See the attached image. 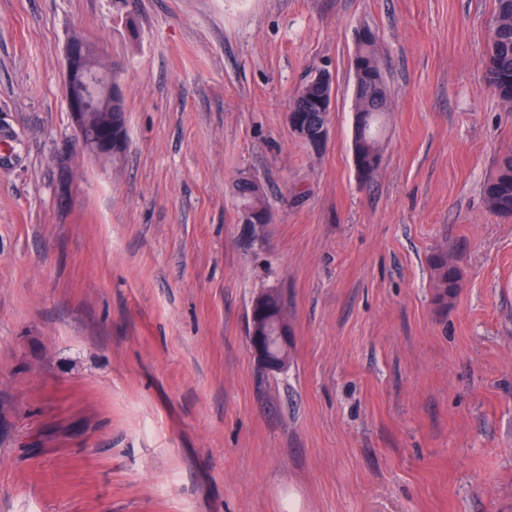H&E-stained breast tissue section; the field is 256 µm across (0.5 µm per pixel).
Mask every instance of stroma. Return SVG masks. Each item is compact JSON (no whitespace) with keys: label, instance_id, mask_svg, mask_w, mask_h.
<instances>
[{"label":"stroma","instance_id":"obj_1","mask_svg":"<svg viewBox=\"0 0 512 512\" xmlns=\"http://www.w3.org/2000/svg\"><path fill=\"white\" fill-rule=\"evenodd\" d=\"M494 0H0V512H512V106ZM391 100L353 162L356 35ZM126 147L82 149L73 35ZM329 138L288 109L317 68ZM270 224L236 218L232 183ZM461 281L436 301L433 255ZM279 291L288 365L246 336ZM485 73L504 104H512V0H494ZM489 208L500 215H512V153L501 157L496 175L484 187ZM249 181H238L234 185V196L236 199V208L239 207L249 208L262 213L260 217H256L251 210L238 209L237 220L240 224L247 226H256L263 224H270L269 205L266 200V192L263 188L262 192H257L256 187H252L251 178Z\"/></svg>","mask_w":512,"mask_h":512}]
</instances>
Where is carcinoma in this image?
I'll use <instances>...</instances> for the list:
<instances>
[{
    "mask_svg": "<svg viewBox=\"0 0 512 512\" xmlns=\"http://www.w3.org/2000/svg\"><path fill=\"white\" fill-rule=\"evenodd\" d=\"M490 41L485 73L488 85L505 104H512V0H494V8L489 20ZM376 41H360L355 57L369 72L367 88L361 100L365 105L374 104L375 112H366L363 121L354 128L353 156L358 176L364 180L373 177L378 169L374 161L380 160L381 140L379 138L380 117L390 109L388 89L379 68ZM321 89L309 82L301 86L295 94L291 108L304 120L323 122L326 116L319 112ZM484 195L489 208L500 215H512V153L501 157L496 175L484 187ZM236 207L249 208L257 212L269 211L266 192H258L249 181H238L234 185ZM432 267L436 278L437 301L445 304L452 295L460 279L459 268L448 263L444 254L432 257Z\"/></svg>",
    "mask_w": 512,
    "mask_h": 512,
    "instance_id": "obj_1",
    "label": "carcinoma"
}]
</instances>
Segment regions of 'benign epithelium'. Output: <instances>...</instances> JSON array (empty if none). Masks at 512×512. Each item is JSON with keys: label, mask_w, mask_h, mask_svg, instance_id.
I'll return each mask as SVG.
<instances>
[{"label": "benign epithelium", "mask_w": 512, "mask_h": 512, "mask_svg": "<svg viewBox=\"0 0 512 512\" xmlns=\"http://www.w3.org/2000/svg\"><path fill=\"white\" fill-rule=\"evenodd\" d=\"M314 81L324 89L320 111L331 110V74L315 70ZM64 89L72 124L82 146L98 157H110L125 148L123 113L112 111V99L122 91L112 70L103 71L95 62L94 48L86 41H68L65 48ZM107 105V111L99 108ZM240 224L256 226L271 223L269 213L257 217L250 210H238ZM275 292H261L251 304L248 349L259 365L278 371L288 364L290 331L288 321L275 310Z\"/></svg>", "instance_id": "7a95c632"}]
</instances>
